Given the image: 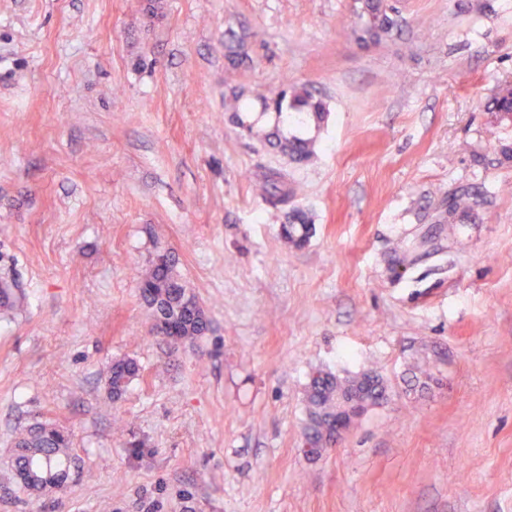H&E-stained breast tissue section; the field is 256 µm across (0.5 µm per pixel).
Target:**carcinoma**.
<instances>
[{
    "label": "carcinoma",
    "mask_w": 512,
    "mask_h": 512,
    "mask_svg": "<svg viewBox=\"0 0 512 512\" xmlns=\"http://www.w3.org/2000/svg\"><path fill=\"white\" fill-rule=\"evenodd\" d=\"M395 6L389 0H359L357 18L360 25L354 34L363 43L379 42L397 26ZM276 112L278 122L285 128L284 152L295 161H305L314 153V140L286 131V128L309 119L317 125L325 118V106L313 100L306 85H293L279 91L272 98L261 100V111ZM487 111L499 122H512V85L502 87ZM262 193L273 205L284 204L292 195L288 184L266 176L260 181ZM472 202L467 194L457 195L448 204L444 219L454 224L468 217ZM312 225L299 210L288 213L282 225L283 239L296 247L310 237ZM140 296L152 316L168 319L180 327L179 340H194L209 330L208 320L195 294L174 272V260L153 261L138 276ZM139 366L130 359L114 362L108 377L112 398L119 399L128 384L138 375ZM356 390L366 393L378 405L386 398V386L377 375L365 374L352 379H341L331 373L312 377L307 392V419L304 436L307 443L319 450L327 447L336 431L335 397L338 390ZM71 440L65 432L50 421L37 422L16 440L11 458V470L22 476L23 487L30 491H63L66 489L69 465L72 462Z\"/></svg>",
    "instance_id": "carcinoma-1"
}]
</instances>
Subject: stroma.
<instances>
[{"mask_svg": "<svg viewBox=\"0 0 512 512\" xmlns=\"http://www.w3.org/2000/svg\"><path fill=\"white\" fill-rule=\"evenodd\" d=\"M0 0V512H512V0ZM246 55L225 81V41ZM328 109L307 163L262 141L284 84ZM280 173L300 247L256 191ZM470 194L468 219L443 223ZM210 324L152 334L137 272L159 252ZM140 373L120 400L114 361ZM389 397L304 451L320 372ZM71 437L65 493L21 488L17 434ZM357 18L360 25L354 34L363 43L379 42L397 26L396 8L388 0H361ZM499 122H512V85L502 87L487 108ZM282 224L283 239L296 247H300L310 237L312 225L307 223L306 217L299 210H292Z\"/></svg>", "mask_w": 512, "mask_h": 512, "instance_id": "1", "label": "stroma"}]
</instances>
